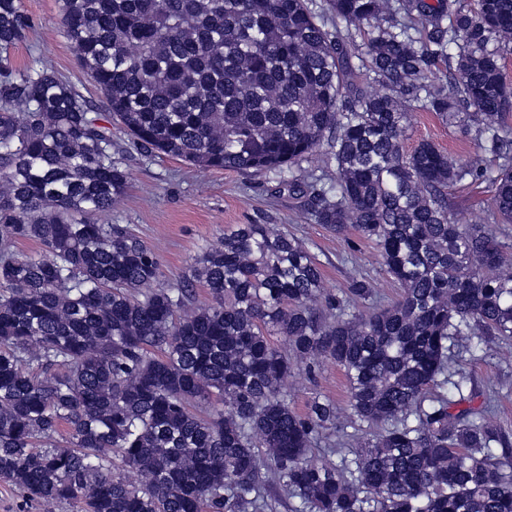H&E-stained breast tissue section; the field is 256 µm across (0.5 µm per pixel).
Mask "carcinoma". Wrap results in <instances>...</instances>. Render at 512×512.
<instances>
[{
    "instance_id": "obj_1",
    "label": "carcinoma",
    "mask_w": 512,
    "mask_h": 512,
    "mask_svg": "<svg viewBox=\"0 0 512 512\" xmlns=\"http://www.w3.org/2000/svg\"><path fill=\"white\" fill-rule=\"evenodd\" d=\"M61 2L108 115L48 59L14 64L30 18L0 0V478L77 512H512L493 398L472 407L463 371L448 377L458 337L512 345V260L489 229L512 224V0ZM416 106L463 123L495 169L428 140L404 152ZM114 121L146 156L301 172L294 222L375 242L399 298L361 274L328 291L305 243L268 224L235 225L190 278L156 285L127 226L80 218L129 186ZM480 180L489 214L464 221L448 189ZM21 239L44 255L15 253ZM324 360L349 383L355 432L337 440L335 401L288 403V379ZM322 445L337 461L312 459Z\"/></svg>"
}]
</instances>
